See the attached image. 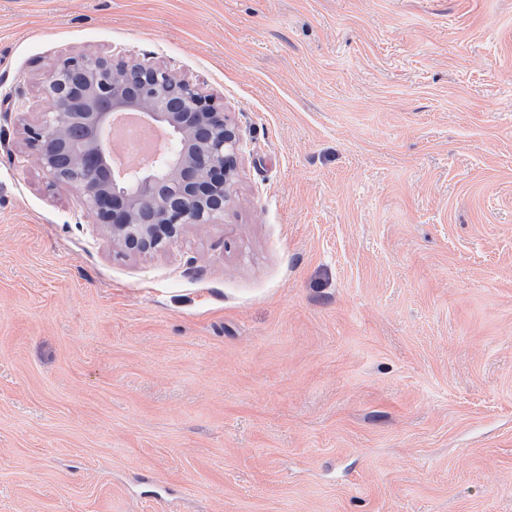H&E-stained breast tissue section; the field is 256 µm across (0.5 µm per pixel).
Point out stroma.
I'll return each instance as SVG.
<instances>
[{
  "label": "stroma",
  "mask_w": 512,
  "mask_h": 512,
  "mask_svg": "<svg viewBox=\"0 0 512 512\" xmlns=\"http://www.w3.org/2000/svg\"><path fill=\"white\" fill-rule=\"evenodd\" d=\"M85 49L224 109L223 219L33 162ZM0 512H512V0H0Z\"/></svg>",
  "instance_id": "obj_1"
}]
</instances>
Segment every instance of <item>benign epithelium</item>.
Returning a JSON list of instances; mask_svg holds the SVG:
<instances>
[{"instance_id":"7a95c632","label":"benign epithelium","mask_w":512,"mask_h":512,"mask_svg":"<svg viewBox=\"0 0 512 512\" xmlns=\"http://www.w3.org/2000/svg\"><path fill=\"white\" fill-rule=\"evenodd\" d=\"M49 107L24 126L31 156L75 188L93 223L138 253L166 250L189 224H211L232 201L242 143L193 81L119 54L80 51L51 68ZM160 132L153 158L111 160L117 113Z\"/></svg>"}]
</instances>
